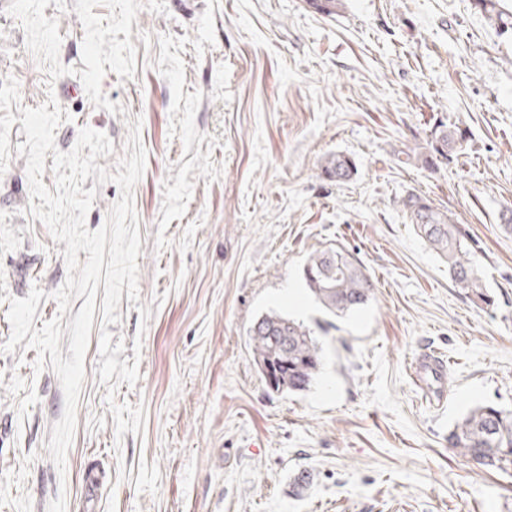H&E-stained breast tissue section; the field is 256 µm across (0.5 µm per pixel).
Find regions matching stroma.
Returning a JSON list of instances; mask_svg holds the SVG:
<instances>
[{
	"mask_svg": "<svg viewBox=\"0 0 512 512\" xmlns=\"http://www.w3.org/2000/svg\"><path fill=\"white\" fill-rule=\"evenodd\" d=\"M18 105L55 99L71 150L104 132L115 168L129 124L147 151L134 188L138 301L94 318L77 426L57 469L48 443L64 411L51 367L0 354V512H512V475L456 456L448 431L474 407L512 409V31L475 0H0V81ZM468 131L425 168L436 121ZM341 152L357 172L320 175ZM27 159L0 175V345L10 301L42 289L34 329L60 312L65 243L29 212ZM426 195L468 234L495 303L458 288L401 200ZM354 254L377 288L337 319L311 390L273 393L249 330L276 311L322 319L302 268ZM151 311L141 319L140 308ZM137 360L116 403L142 406L117 435L98 370L101 328ZM141 352H134V345ZM448 361L442 399L411 380L423 352ZM307 487L293 492L298 473Z\"/></svg>",
	"mask_w": 512,
	"mask_h": 512,
	"instance_id": "obj_1",
	"label": "stroma"
}]
</instances>
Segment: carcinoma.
I'll return each instance as SVG.
<instances>
[{"instance_id": "obj_1", "label": "carcinoma", "mask_w": 512, "mask_h": 512, "mask_svg": "<svg viewBox=\"0 0 512 512\" xmlns=\"http://www.w3.org/2000/svg\"><path fill=\"white\" fill-rule=\"evenodd\" d=\"M486 17L509 28L512 13L500 0H475ZM467 129L440 122L431 128L432 152L423 164L434 169L463 150ZM357 171L354 160L332 154L321 167V176L338 183L350 180ZM402 205L415 232L448 264L451 280L482 303H491L478 274L474 250L448 213L436 208L425 196L410 193ZM306 286L322 307L326 318L312 328L288 315H261L250 329L254 363L271 391L297 394L311 389L323 367L320 336L336 328L331 319L365 306L374 294L375 283L357 260L342 249H324L311 256L302 268ZM448 447L460 456L492 471L512 472V409L478 406L461 418L448 433Z\"/></svg>"}]
</instances>
